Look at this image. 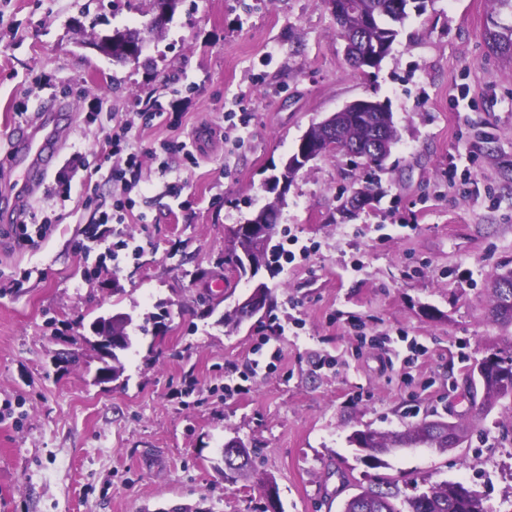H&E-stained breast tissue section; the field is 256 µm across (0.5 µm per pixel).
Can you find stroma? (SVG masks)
Segmentation results:
<instances>
[{"instance_id":"1","label":"stroma","mask_w":512,"mask_h":512,"mask_svg":"<svg viewBox=\"0 0 512 512\" xmlns=\"http://www.w3.org/2000/svg\"><path fill=\"white\" fill-rule=\"evenodd\" d=\"M149 9L0 0V159L13 126L74 105L22 209L58 216L52 234L32 247L0 231V512H263L269 479L283 512H341L380 477L404 499L462 481L487 512H512V401L475 425L463 392L466 366L512 347V325L487 318L488 287L512 267V58L486 40L490 0H427L366 71L346 61L327 0H182L138 65L87 48ZM148 96L164 115L143 127ZM365 98L400 135L380 202L342 218L364 170L336 151L310 162L280 208L284 254L258 275L272 302L227 333L221 316L249 292L224 264L228 228L272 200L268 178L312 122ZM111 117L143 153L144 224L100 223L112 184L88 203L61 181ZM166 142L193 154L170 174L151 155ZM130 236L138 254L100 261ZM116 312L138 330L120 378L99 384L90 325ZM434 413L469 425V443L371 468L349 442ZM233 439L258 458L231 483Z\"/></svg>"}]
</instances>
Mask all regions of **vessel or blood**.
Returning a JSON list of instances; mask_svg holds the SVG:
<instances>
[{
    "label": "vessel or blood",
    "mask_w": 512,
    "mask_h": 512,
    "mask_svg": "<svg viewBox=\"0 0 512 512\" xmlns=\"http://www.w3.org/2000/svg\"><path fill=\"white\" fill-rule=\"evenodd\" d=\"M70 102L59 100L45 109L39 121L14 127L10 138L11 167L17 173L16 198L11 207L0 209V222H18L27 197L51 161L58 157L65 138L59 115L71 111Z\"/></svg>",
    "instance_id": "vessel-or-blood-1"
}]
</instances>
